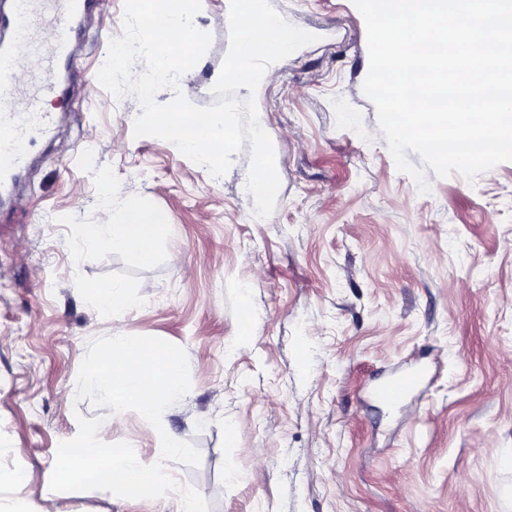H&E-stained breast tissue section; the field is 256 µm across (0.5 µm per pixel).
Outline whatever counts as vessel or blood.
Wrapping results in <instances>:
<instances>
[{"label": "vessel or blood", "instance_id": "vessel-or-blood-1", "mask_svg": "<svg viewBox=\"0 0 512 512\" xmlns=\"http://www.w3.org/2000/svg\"><path fill=\"white\" fill-rule=\"evenodd\" d=\"M79 0H14L13 9L5 18L14 41L10 49L0 51V90L9 93L10 107L0 108V177L27 164L22 144L34 134L50 132L55 124L54 113L44 111L46 97L59 93L55 79L58 64L69 57L73 30L58 24L50 37L49 48H42L36 39L48 11L64 14L77 8ZM40 57L42 78L32 89L19 90L9 82L16 70L27 67L31 57ZM422 374L412 371L386 379L372 391L381 404H400L421 382Z\"/></svg>", "mask_w": 512, "mask_h": 512}]
</instances>
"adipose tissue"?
Segmentation results:
<instances>
[{"label":"adipose tissue","mask_w":512,"mask_h":512,"mask_svg":"<svg viewBox=\"0 0 512 512\" xmlns=\"http://www.w3.org/2000/svg\"><path fill=\"white\" fill-rule=\"evenodd\" d=\"M104 225L112 230L113 251L133 255L145 264L152 261L154 245L168 229L162 211L139 205L108 213Z\"/></svg>","instance_id":"obj_1"}]
</instances>
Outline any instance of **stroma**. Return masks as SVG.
<instances>
[{"label":"stroma","mask_w":512,"mask_h":512,"mask_svg":"<svg viewBox=\"0 0 512 512\" xmlns=\"http://www.w3.org/2000/svg\"><path fill=\"white\" fill-rule=\"evenodd\" d=\"M316 42L271 64L255 95L281 187L254 217L250 144L220 178L155 137H134L138 100L96 73L121 33L123 0L84 11L53 100L0 206V512H182L179 494L126 499L51 492L59 442L99 417L106 443L161 461L160 433L200 463L166 462L209 512H512V162L467 180L397 170L362 91L367 33L352 0H270ZM229 0H203L212 36L180 86L198 106L229 49ZM144 205L169 231L151 264L85 227ZM181 263H173L172 252ZM120 283L121 310L94 285ZM184 347L191 389L154 429L75 400L90 341L113 332ZM397 409L371 396L410 367ZM23 477L24 487L14 484Z\"/></svg>","instance_id":"35a3bbf8"}]
</instances>
